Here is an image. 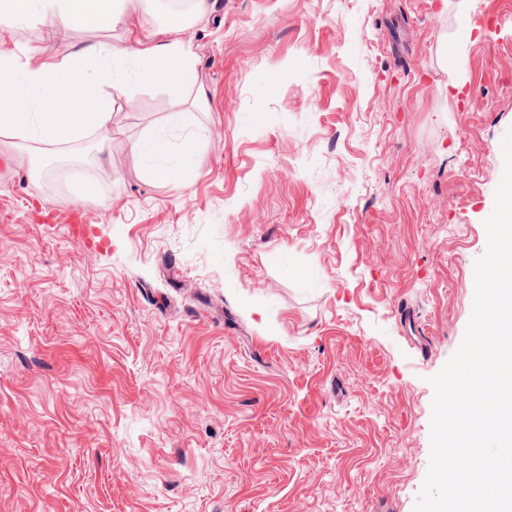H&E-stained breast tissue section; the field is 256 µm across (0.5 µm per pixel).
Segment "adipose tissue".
Segmentation results:
<instances>
[{
	"instance_id": "adipose-tissue-1",
	"label": "adipose tissue",
	"mask_w": 512,
	"mask_h": 512,
	"mask_svg": "<svg viewBox=\"0 0 512 512\" xmlns=\"http://www.w3.org/2000/svg\"><path fill=\"white\" fill-rule=\"evenodd\" d=\"M208 0H0V135L18 140L64 143L87 134L108 142L114 106L110 90L127 83L163 86L180 99L193 93L205 108L184 32ZM51 22L60 33L83 30L86 37L69 45L59 61H39L33 48L16 42L12 32L24 22ZM148 25L132 42L103 45L105 27ZM150 179L190 186L196 170L197 142L186 139L170 151L162 136L150 135L132 146Z\"/></svg>"
}]
</instances>
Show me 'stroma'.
Wrapping results in <instances>:
<instances>
[{"label": "stroma", "mask_w": 512, "mask_h": 512, "mask_svg": "<svg viewBox=\"0 0 512 512\" xmlns=\"http://www.w3.org/2000/svg\"><path fill=\"white\" fill-rule=\"evenodd\" d=\"M185 37L207 111L113 90L111 164L0 136V512H413L512 131V0H209ZM14 38L51 61L83 34ZM152 133L198 137L186 190L146 178Z\"/></svg>", "instance_id": "1"}]
</instances>
